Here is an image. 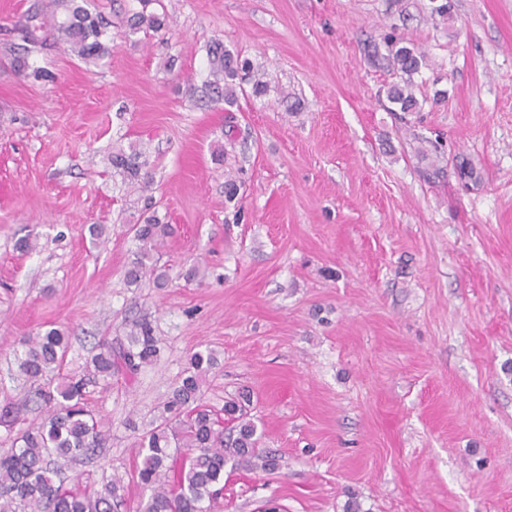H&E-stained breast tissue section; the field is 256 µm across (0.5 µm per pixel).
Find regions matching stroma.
Masks as SVG:
<instances>
[{"label":"stroma","mask_w":512,"mask_h":512,"mask_svg":"<svg viewBox=\"0 0 512 512\" xmlns=\"http://www.w3.org/2000/svg\"><path fill=\"white\" fill-rule=\"evenodd\" d=\"M91 3L95 66L20 48L15 23L54 0H0V448L49 414L25 400L24 340L67 336L53 388L145 318L159 360L88 398L108 439L64 487L117 473L139 512L138 438L208 349L204 404L249 394L278 460L227 463L210 512H512V0H154L148 34L126 27L138 0ZM390 32L425 55L420 111L386 97ZM217 40L263 95L204 98ZM132 144L144 190L107 160ZM149 202L174 229L163 288L124 277Z\"/></svg>","instance_id":"stroma-1"}]
</instances>
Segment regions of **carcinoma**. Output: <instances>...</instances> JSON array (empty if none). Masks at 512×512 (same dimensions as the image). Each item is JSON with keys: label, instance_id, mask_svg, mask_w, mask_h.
<instances>
[{"label": "carcinoma", "instance_id": "obj_1", "mask_svg": "<svg viewBox=\"0 0 512 512\" xmlns=\"http://www.w3.org/2000/svg\"><path fill=\"white\" fill-rule=\"evenodd\" d=\"M152 0H139L142 10L130 16L131 32H158L164 26L160 15L147 13ZM63 14L56 12L45 18L29 14L15 23L13 30L23 50L28 52L41 43V32L51 26L71 51L87 64H98L109 54L107 31L98 14L92 13L78 0H58ZM391 65L399 80L387 89L390 102L402 112H416L420 102L413 90L411 77L421 67L423 55L417 49L401 44L393 36L386 37ZM209 78L205 82L207 96L214 102L232 105L237 91L251 85L252 94L265 91L263 74L253 71L239 55L217 41L208 49ZM108 161L131 188H147L152 181L146 153L135 146L108 155ZM137 250L129 262L125 278L138 284L150 274L160 285L168 279L166 271L148 263L160 239L169 233L168 225L154 216L132 227ZM67 336L50 329L42 336L24 342L17 355L20 371L33 384L59 366L67 352ZM160 348L154 329L145 319L131 323L126 343L114 347L104 341L77 375L63 379L52 391L40 389L38 397L53 405V411L38 427L27 429L14 439L12 447L0 448V512H20L29 506L39 512H121L125 505L124 478L114 476L100 490H67L54 485L52 475L64 462L92 455L104 444L106 431L101 421L87 408L90 390L122 370L132 376L143 365L158 361ZM215 362L210 351L193 353L183 376L171 391L163 411L152 428L139 438L141 463L131 478L151 495L142 512H208L204 502H213L222 490L224 465L231 459L252 463L272 471L277 459L256 452V426L250 419V399L242 395L224 403V414L233 422L232 437L216 429L218 420L201 403L203 385Z\"/></svg>", "mask_w": 512, "mask_h": 512}]
</instances>
